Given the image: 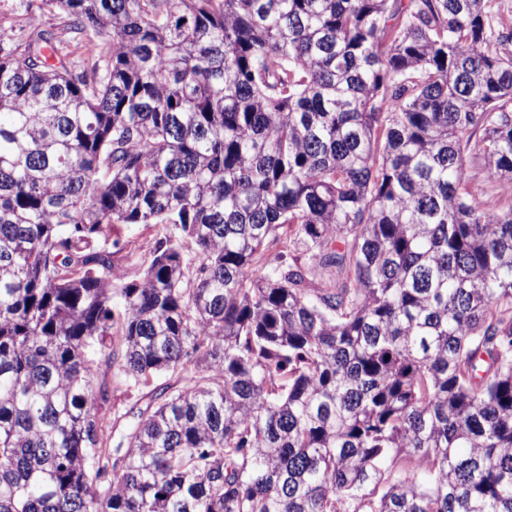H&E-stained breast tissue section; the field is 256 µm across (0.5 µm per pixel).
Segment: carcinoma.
I'll return each mask as SVG.
<instances>
[{
	"mask_svg": "<svg viewBox=\"0 0 512 512\" xmlns=\"http://www.w3.org/2000/svg\"><path fill=\"white\" fill-rule=\"evenodd\" d=\"M47 2L95 38L0 19V512H512V16ZM111 224L174 235L128 281ZM102 365L191 370L112 448ZM469 172L472 178V192L477 202L486 205L491 210H499L503 206H508L512 201V185L496 184L495 187L483 195L480 193V188L484 180V173L476 166L470 165Z\"/></svg>",
	"mask_w": 512,
	"mask_h": 512,
	"instance_id": "cac0c4a2",
	"label": "carcinoma"
}]
</instances>
